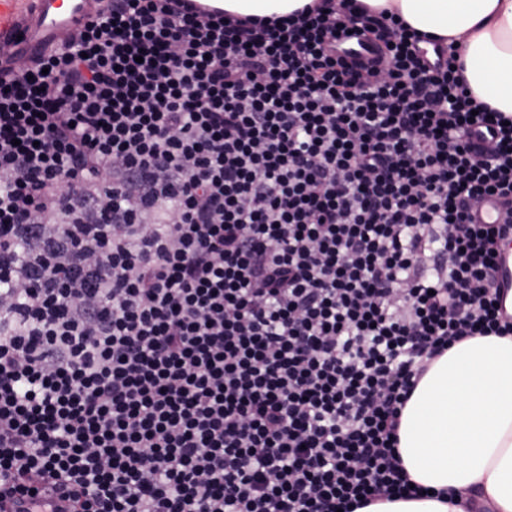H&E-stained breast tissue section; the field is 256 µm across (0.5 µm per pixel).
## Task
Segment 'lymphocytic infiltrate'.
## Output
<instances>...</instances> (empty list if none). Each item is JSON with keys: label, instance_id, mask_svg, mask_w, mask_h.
I'll use <instances>...</instances> for the list:
<instances>
[{"label": "lymphocytic infiltrate", "instance_id": "f902f5d3", "mask_svg": "<svg viewBox=\"0 0 512 512\" xmlns=\"http://www.w3.org/2000/svg\"><path fill=\"white\" fill-rule=\"evenodd\" d=\"M377 59L339 54L344 36ZM356 0H93L0 63V495L354 512L430 361L512 334V114ZM311 0H206L205 4L243 16H287Z\"/></svg>", "mask_w": 512, "mask_h": 512}]
</instances>
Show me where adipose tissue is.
I'll return each mask as SVG.
<instances>
[{
    "label": "adipose tissue",
    "instance_id": "adipose-tissue-1",
    "mask_svg": "<svg viewBox=\"0 0 512 512\" xmlns=\"http://www.w3.org/2000/svg\"><path fill=\"white\" fill-rule=\"evenodd\" d=\"M308 0H206L243 16H285ZM396 8L430 38L455 41L472 93L512 114V0H361ZM397 445L428 497L381 501L361 512H512V335L452 345L402 410Z\"/></svg>",
    "mask_w": 512,
    "mask_h": 512
}]
</instances>
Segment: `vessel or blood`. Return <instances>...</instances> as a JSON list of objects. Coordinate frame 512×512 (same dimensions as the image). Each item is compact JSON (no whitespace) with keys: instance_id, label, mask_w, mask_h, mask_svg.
I'll use <instances>...</instances> for the list:
<instances>
[{"instance_id":"b4317fda","label":"vessel or blood","mask_w":512,"mask_h":512,"mask_svg":"<svg viewBox=\"0 0 512 512\" xmlns=\"http://www.w3.org/2000/svg\"><path fill=\"white\" fill-rule=\"evenodd\" d=\"M29 3V9L20 13L14 0H0V42L30 57L70 38L91 7V0H29Z\"/></svg>"}]
</instances>
